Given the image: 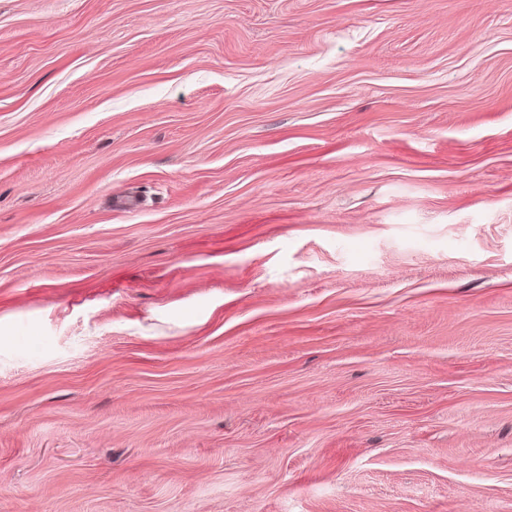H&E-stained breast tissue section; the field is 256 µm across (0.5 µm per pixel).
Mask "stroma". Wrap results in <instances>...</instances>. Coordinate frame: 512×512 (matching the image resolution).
<instances>
[{"label": "stroma", "mask_w": 512, "mask_h": 512, "mask_svg": "<svg viewBox=\"0 0 512 512\" xmlns=\"http://www.w3.org/2000/svg\"><path fill=\"white\" fill-rule=\"evenodd\" d=\"M0 512H512V0H0Z\"/></svg>", "instance_id": "35a3bbf8"}]
</instances>
